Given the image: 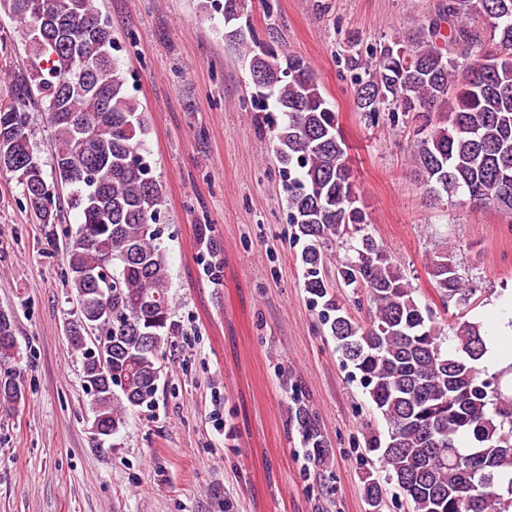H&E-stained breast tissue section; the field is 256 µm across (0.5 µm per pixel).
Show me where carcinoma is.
<instances>
[{"label": "carcinoma", "mask_w": 512, "mask_h": 512, "mask_svg": "<svg viewBox=\"0 0 512 512\" xmlns=\"http://www.w3.org/2000/svg\"><path fill=\"white\" fill-rule=\"evenodd\" d=\"M26 28L29 69L14 77L15 103L0 106V170L16 180L46 234L61 219L60 194L82 221L67 235V284L77 309L66 332L79 353L94 420L104 440L129 413L154 403L173 320L171 276L161 248L163 185L144 148L148 120L112 55V30L96 0H0ZM71 23L32 33L37 13ZM238 0H224V32L248 63L256 98L283 113L272 143L288 176L289 224L303 242L304 288L321 304L342 358L386 424L366 447L387 472L367 474L368 512H382L387 485L411 512H509L512 508V395L478 367L486 351L479 324L444 328L434 308L369 232L338 113L309 64L241 32ZM489 20L490 39L469 17ZM448 24V31L442 24ZM353 103L372 124L396 111L423 119L412 149L416 182L435 202L459 197L512 214V0H444L427 34L395 39L365 61L351 60ZM44 105L51 171L31 143L27 103ZM347 287L365 291L366 319L336 297L327 251ZM428 275L442 305L475 294L444 248ZM452 340L454 351L443 347ZM15 320L0 309V409L24 399ZM291 419L308 459L327 464L329 444L316 414L297 401Z\"/></svg>", "instance_id": "1"}]
</instances>
